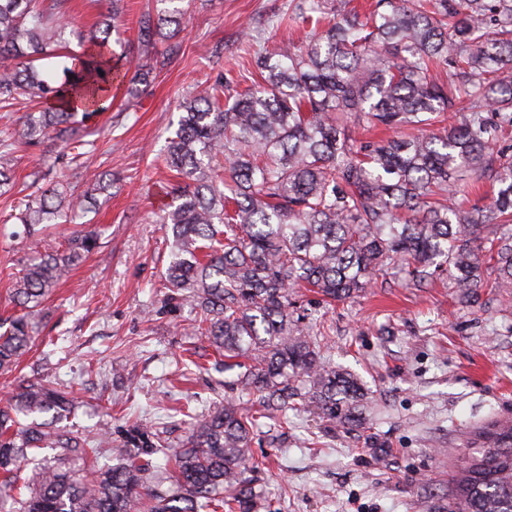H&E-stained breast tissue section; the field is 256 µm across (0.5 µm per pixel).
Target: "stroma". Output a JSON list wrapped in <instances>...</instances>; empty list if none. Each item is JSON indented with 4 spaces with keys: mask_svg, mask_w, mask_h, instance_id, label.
Instances as JSON below:
<instances>
[{
    "mask_svg": "<svg viewBox=\"0 0 512 512\" xmlns=\"http://www.w3.org/2000/svg\"><path fill=\"white\" fill-rule=\"evenodd\" d=\"M295 2L194 0L181 56L137 96L117 95L129 109L96 119L94 152L38 181L51 144L14 149L12 188L0 195V313L28 260L45 244L66 247L74 230L55 224L23 237L11 216L18 198L58 182L83 196L90 171L108 187L81 219L99 229V247L45 302L19 372L0 374V403L21 374L68 383L77 407L65 425L73 432L93 437L108 428L119 440L132 424L161 423L177 443L183 410L201 416L231 397L233 372L223 371L206 337L192 335L190 309L166 300L169 249L157 219L176 173L160 153L179 101L196 85L223 69L240 88L251 85L243 30L270 49L305 40L310 25L270 23ZM292 298L314 326L324 363L351 373L368 397L359 426L309 411L290 413L284 427L263 420L251 444L263 512H448V474L467 439L480 426L512 421V296L485 290L479 305L461 306L443 272L422 288L375 284L343 302L304 288Z\"/></svg>",
    "mask_w": 512,
    "mask_h": 512,
    "instance_id": "35a3bbf8",
    "label": "stroma"
}]
</instances>
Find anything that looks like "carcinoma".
Masks as SVG:
<instances>
[{
  "mask_svg": "<svg viewBox=\"0 0 512 512\" xmlns=\"http://www.w3.org/2000/svg\"><path fill=\"white\" fill-rule=\"evenodd\" d=\"M65 2L0 0V110L50 102L25 115L15 141L52 143L77 159L96 141L75 126L111 111L129 60L108 51L121 44L124 0H109L87 32L68 27ZM155 4L139 20L148 60L137 84L180 55L175 37L190 17V0ZM330 12L321 0L294 6L291 19L315 23L298 46L267 51L244 33L259 80L240 92L220 72L195 90L164 154L181 176L159 218L171 237L167 301L196 313L195 332L223 353L224 369L238 370L234 384L257 408L213 406L164 473L153 462L168 454L159 432L135 426L117 445L80 436L58 426L75 409L70 391L20 377L0 406V482L14 490L0 512H258L248 473L258 466L250 442L259 419L277 413L286 424L288 411L312 407L350 424L363 397L356 378L321 361L292 289L346 300L388 283L392 269L417 285L446 271L467 306L482 288H512V155L495 150L512 127V0H373L363 15L337 0ZM365 125L394 136L356 137ZM13 148L0 143V189L11 184ZM468 175L497 186L489 202H439ZM15 208L36 235L76 223L84 202L53 192ZM96 249L98 234L79 232L66 250L47 247L28 262L12 290L16 312L0 322L1 371L19 367L43 303ZM43 414L51 420L38 421ZM495 434L452 472L449 512H512V422ZM105 452L113 464L101 467Z\"/></svg>",
  "mask_w": 512,
  "mask_h": 512,
  "instance_id": "carcinoma-1",
  "label": "carcinoma"
}]
</instances>
